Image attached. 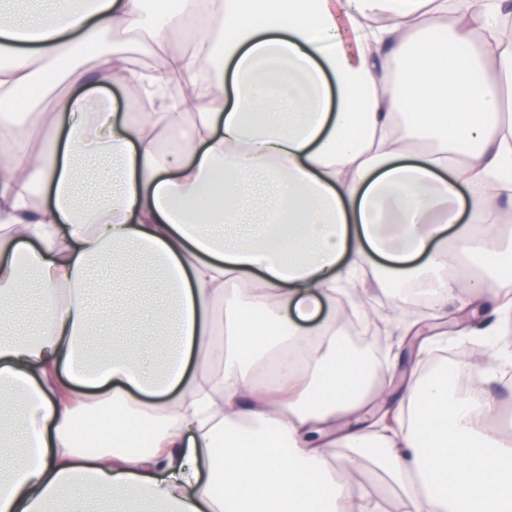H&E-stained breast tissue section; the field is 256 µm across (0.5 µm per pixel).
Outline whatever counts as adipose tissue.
<instances>
[{
	"label": "adipose tissue",
	"mask_w": 512,
	"mask_h": 512,
	"mask_svg": "<svg viewBox=\"0 0 512 512\" xmlns=\"http://www.w3.org/2000/svg\"><path fill=\"white\" fill-rule=\"evenodd\" d=\"M34 3L0 17V512H379L350 490L365 463L413 512H512V432L482 387L455 391L465 363L415 370L395 430L336 432L379 396L341 329L373 257L435 305L457 296L449 247L512 262L491 234L512 198V0ZM130 29L141 53L112 38ZM145 57L152 110L117 112L100 89ZM133 254L152 274L99 301L92 271ZM91 416L109 429L92 455Z\"/></svg>",
	"instance_id": "ef3b65f1"
}]
</instances>
